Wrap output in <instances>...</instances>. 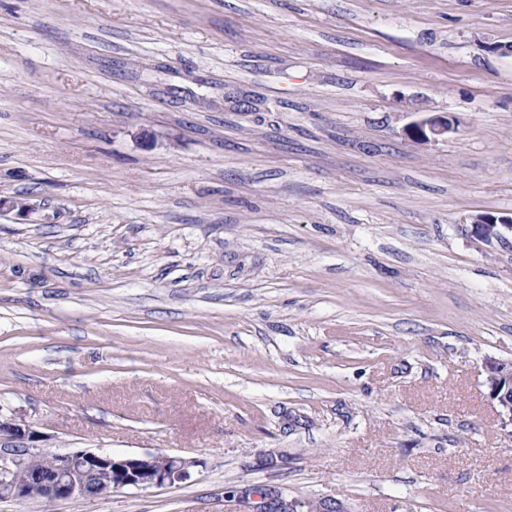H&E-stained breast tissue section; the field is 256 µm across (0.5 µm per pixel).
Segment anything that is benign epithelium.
<instances>
[{
	"instance_id": "1",
	"label": "benign epithelium",
	"mask_w": 512,
	"mask_h": 512,
	"mask_svg": "<svg viewBox=\"0 0 512 512\" xmlns=\"http://www.w3.org/2000/svg\"><path fill=\"white\" fill-rule=\"evenodd\" d=\"M452 115H431L413 122L408 133L420 143L435 142L456 131ZM476 237L487 244L512 234V216L482 213L472 220ZM487 397L494 401L503 426H512V361L483 363ZM48 438L38 427L0 415V498L18 502L91 498L117 489H148L190 478V462L164 454L140 456L80 450L42 460Z\"/></svg>"
}]
</instances>
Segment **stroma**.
<instances>
[{"instance_id": "35a3bbf8", "label": "stroma", "mask_w": 512, "mask_h": 512, "mask_svg": "<svg viewBox=\"0 0 512 512\" xmlns=\"http://www.w3.org/2000/svg\"><path fill=\"white\" fill-rule=\"evenodd\" d=\"M484 212L512 0H0V414L192 463L0 512H512ZM458 121L453 115H431L413 122L408 133L420 143L435 142L448 138V134L456 131ZM483 371L487 397L498 405L503 426H512V361L488 358Z\"/></svg>"}]
</instances>
